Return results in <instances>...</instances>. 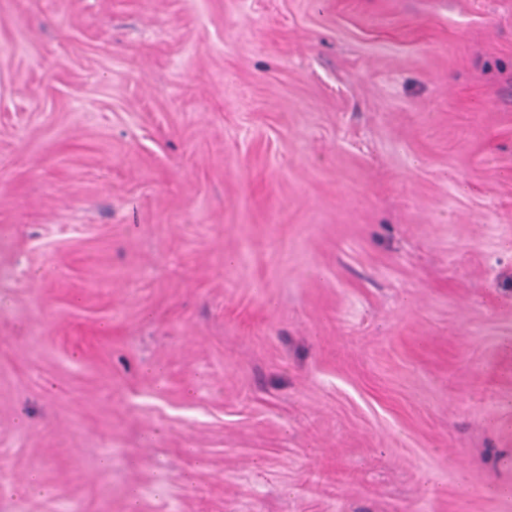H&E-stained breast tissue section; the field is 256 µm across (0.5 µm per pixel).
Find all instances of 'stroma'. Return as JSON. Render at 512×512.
<instances>
[{
	"mask_svg": "<svg viewBox=\"0 0 512 512\" xmlns=\"http://www.w3.org/2000/svg\"><path fill=\"white\" fill-rule=\"evenodd\" d=\"M501 485L512 0H0V512Z\"/></svg>",
	"mask_w": 512,
	"mask_h": 512,
	"instance_id": "stroma-1",
	"label": "stroma"
}]
</instances>
